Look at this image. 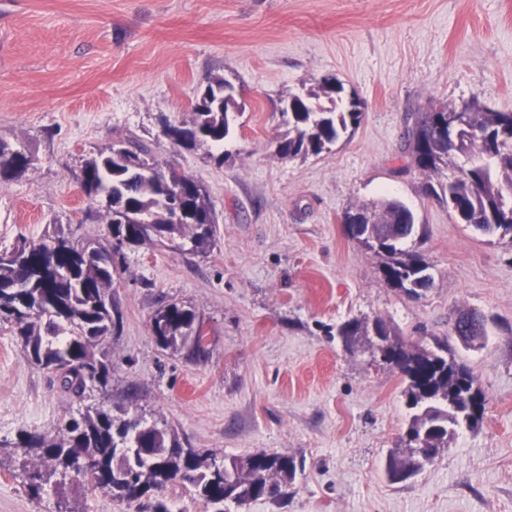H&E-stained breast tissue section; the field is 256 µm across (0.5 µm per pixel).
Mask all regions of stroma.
<instances>
[{"mask_svg":"<svg viewBox=\"0 0 512 512\" xmlns=\"http://www.w3.org/2000/svg\"><path fill=\"white\" fill-rule=\"evenodd\" d=\"M217 78L243 103L220 163L163 133ZM325 78L363 102L359 127L331 151L278 157L282 101ZM474 99L512 112V0H0V140L30 158L0 183V250L58 226L104 239L83 167L126 136L202 185L216 219L204 253L124 248L107 385L65 391L0 328V446L112 406L219 459H304L290 497L242 512H512V242L459 223L405 151L416 115ZM385 197L423 226L408 244L434 278L421 298L391 288L342 222ZM170 303L204 325V356L159 345L152 319ZM465 311L486 319L483 347H454L486 395L483 422L390 482L386 458L407 427L401 377L367 346L347 351L336 328L378 318L415 342ZM0 512L134 509L75 486L33 497L0 455Z\"/></svg>","mask_w":512,"mask_h":512,"instance_id":"35a3bbf8","label":"stroma"}]
</instances>
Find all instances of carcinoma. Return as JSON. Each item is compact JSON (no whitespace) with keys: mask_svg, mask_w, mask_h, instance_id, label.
<instances>
[{"mask_svg":"<svg viewBox=\"0 0 512 512\" xmlns=\"http://www.w3.org/2000/svg\"><path fill=\"white\" fill-rule=\"evenodd\" d=\"M227 87L229 82L218 78L199 92L192 111L207 117L204 132L197 133L192 125L167 123L165 136L175 138L183 148L223 145L232 135V109L238 106ZM465 107L466 128L451 145L448 130L439 127L448 106L436 103L421 113L408 134L412 162L436 179L426 187L430 196L443 202L453 198L460 223L512 241V203L504 201V190L512 189V113L494 112L476 102ZM362 119L361 100L354 94L346 96L337 79L326 78L318 90L298 98L294 111L288 113V131L276 141L275 154L288 160L319 155L354 133ZM160 167L148 145L128 136L87 161L82 189L105 209L107 230L114 226L113 215L126 217L118 233L128 244L166 246L187 234L192 250L206 251L215 232L208 194L192 193L191 220L172 223L167 205L171 188L159 176ZM23 169L20 157L0 153V182ZM373 208L369 236L357 242L385 257L382 274L391 287L409 296L424 295L433 286L429 266L403 248L417 232L413 212L396 199H381ZM140 215L150 219L151 232L137 222ZM104 250L106 245L97 239L74 240L60 230L38 243L24 242L0 254V324L20 338L23 351L36 365L54 371L62 386L77 396L90 383H108L110 362L100 345L122 324L119 307L107 295L112 266L101 262ZM157 314L161 322L153 334L158 343L165 349L184 347L179 333L194 325L195 313L170 303ZM336 333L347 348L373 334L394 342L385 364L403 379L409 418L388 456L391 480L405 481L434 462L421 456L420 449L445 452L457 428L475 429L481 424L485 396L470 368L456 358L448 338L455 336L467 345L484 340L483 315L459 314L448 335L431 337L430 346L405 343L379 319L352 318ZM15 448L21 451L20 468L27 473L32 496H41L57 475V488L68 480L77 481L90 492L102 490L136 505L135 512H171L159 492L173 484L196 492L204 512H231V504L246 507L264 499L262 487L270 481L279 486V496L286 495L304 471L303 461L276 452L219 461L184 447L171 428L131 424L110 407L89 408L70 417L54 436L24 434ZM33 457L41 458L47 468L28 469ZM80 457L92 459L95 468L82 469L77 464Z\"/></svg>","mask_w":512,"mask_h":512,"instance_id":"carcinoma-1","label":"carcinoma"}]
</instances>
